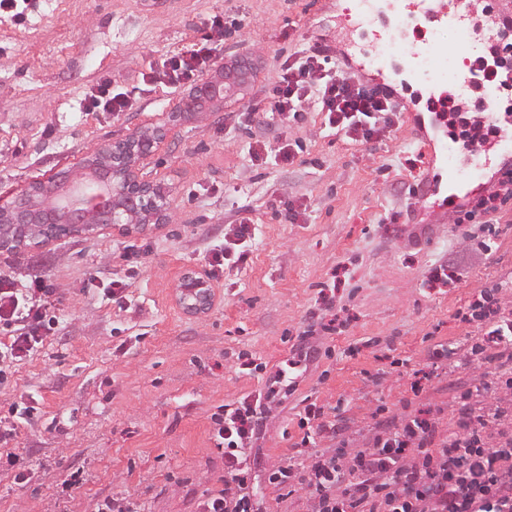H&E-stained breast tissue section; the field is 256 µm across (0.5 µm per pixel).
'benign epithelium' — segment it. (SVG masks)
<instances>
[{"mask_svg":"<svg viewBox=\"0 0 512 512\" xmlns=\"http://www.w3.org/2000/svg\"><path fill=\"white\" fill-rule=\"evenodd\" d=\"M233 77L230 69L218 70V73L198 82L191 93L180 104L182 112H198V102L205 99L224 98V81ZM161 134L151 131L125 140L126 147L118 151L111 146L100 148L90 162L101 163L113 175L105 184L109 201L103 206L95 205L96 198L88 192V187L70 184V193L56 195L47 190V185L38 183L5 206H0V249H20L34 239L21 236L13 229L33 224L42 225L44 239L61 236L59 229L68 234L93 231L101 227L122 224L140 227L150 223L153 218L160 219L169 209L166 195L157 192L133 196L135 208L131 209L118 203L128 197L129 187H153V184L139 176V167L157 151ZM182 300L189 310H199L208 305L210 291L206 275L200 272H188L181 285Z\"/></svg>","mask_w":512,"mask_h":512,"instance_id":"obj_1","label":"benign epithelium"}]
</instances>
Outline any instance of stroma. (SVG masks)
<instances>
[{"instance_id":"1","label":"stroma","mask_w":512,"mask_h":512,"mask_svg":"<svg viewBox=\"0 0 512 512\" xmlns=\"http://www.w3.org/2000/svg\"><path fill=\"white\" fill-rule=\"evenodd\" d=\"M365 11L374 27L358 26L339 0H23L0 14V200L79 172L97 148L151 126L164 140L140 175L166 187L170 203L165 222L130 233L0 250V272L17 287L48 274L56 318L0 384V417L14 404L36 409L11 447L25 481L0 467V512H96L107 496L131 498L139 512H195L204 492L224 486L212 414L263 389L303 341L317 354L276 397L252 447L260 512H307L305 499L280 497L268 481L272 465L296 455L305 402L336 425L317 436L320 452L348 435L364 440L400 413L432 409L451 421L478 370L436 375L431 355L439 344H475L478 324L456 313L479 290L502 285L512 309V203L492 235L421 208L414 189L449 134L430 150L404 122L365 142L332 134L319 112L285 130L253 111L276 79L277 57L301 43L385 53L384 17L373 0ZM216 15L223 27L211 25ZM203 44L215 65L246 64L243 83L205 112L172 117L184 89L145 75ZM104 78L127 98L120 115L86 108ZM287 139L301 146L294 164L249 154ZM288 200L306 205L304 221L279 214ZM245 218L256 226L248 263L211 279L208 309L185 313L176 300L184 273L204 270L207 252ZM486 239L488 252L479 247ZM130 244L143 247L139 262L126 261ZM448 266L456 280L436 283L435 270ZM115 280L119 305L108 297ZM324 285L336 295L330 332L320 327ZM244 356L259 370L240 369ZM79 468L85 481L61 497V481Z\"/></svg>"}]
</instances>
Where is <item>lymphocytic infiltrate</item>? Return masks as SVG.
<instances>
[{"mask_svg":"<svg viewBox=\"0 0 512 512\" xmlns=\"http://www.w3.org/2000/svg\"><path fill=\"white\" fill-rule=\"evenodd\" d=\"M266 100L280 124L310 108L325 113L330 128L367 142L397 116L389 92L352 82L319 46L279 60ZM511 200L512 164L506 162L491 190L458 206L454 221L486 223ZM52 294L45 275L34 276L24 289L0 275V328L12 335L6 359L30 355L48 336L55 324L48 311ZM457 316L477 320L481 328L466 364H489L493 372L461 395L447 432H440L436 412L421 410L375 425L365 447L347 438L334 452H312L313 435L328 429L322 408L312 403L298 422L297 461L272 466L270 483L289 496L304 494L310 512H512V311L482 290ZM314 356V349L300 347L298 360L277 370L266 392L225 405L214 417L212 439L224 458V486L203 495L197 512H257L247 452L270 420L275 394L292 388L293 368ZM491 388L496 396L489 400Z\"/></svg>","mask_w":512,"mask_h":512,"instance_id":"1","label":"lymphocytic infiltrate"}]
</instances>
